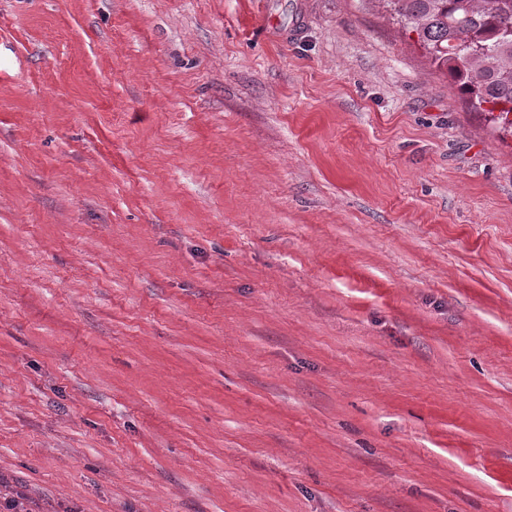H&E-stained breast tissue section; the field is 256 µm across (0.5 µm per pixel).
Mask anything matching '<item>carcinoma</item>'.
Instances as JSON below:
<instances>
[{"label": "carcinoma", "instance_id": "cac0c4a2", "mask_svg": "<svg viewBox=\"0 0 512 512\" xmlns=\"http://www.w3.org/2000/svg\"><path fill=\"white\" fill-rule=\"evenodd\" d=\"M475 112L512 135V0H378Z\"/></svg>", "mask_w": 512, "mask_h": 512}]
</instances>
